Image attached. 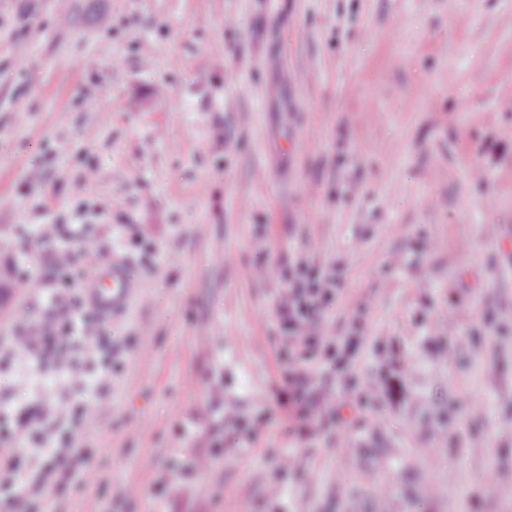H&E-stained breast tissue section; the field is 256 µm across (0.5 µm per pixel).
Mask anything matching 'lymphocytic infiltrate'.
Returning a JSON list of instances; mask_svg holds the SVG:
<instances>
[{
    "label": "lymphocytic infiltrate",
    "instance_id": "1",
    "mask_svg": "<svg viewBox=\"0 0 512 512\" xmlns=\"http://www.w3.org/2000/svg\"><path fill=\"white\" fill-rule=\"evenodd\" d=\"M289 286L278 303L283 340V355L288 358L284 384L277 392L280 406L289 412L297 435L314 436L325 425L340 420L337 404L327 376H344L347 385L355 380L349 366L365 342L362 325H354L350 334L334 338L324 334L323 321L336 302L338 282L334 271L315 266L306 257H297L288 274ZM69 311L59 325L39 336L37 354L43 355L52 368L67 371L66 384L79 393L71 406L43 403L37 412L38 440L36 457L24 459L14 447V435L0 431V501L5 512H38L36 491L22 488L18 475L29 468L54 478L58 491H67L80 480L75 464L87 452L76 441V433L87 421L96 418L98 404L86 398L87 375L111 369L108 358L99 355L91 328L97 327L96 316L85 306L81 294H72ZM321 366L320 373L309 370V363Z\"/></svg>",
    "mask_w": 512,
    "mask_h": 512
}]
</instances>
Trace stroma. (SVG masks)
Listing matches in <instances>:
<instances>
[{
    "instance_id": "obj_1",
    "label": "stroma",
    "mask_w": 512,
    "mask_h": 512,
    "mask_svg": "<svg viewBox=\"0 0 512 512\" xmlns=\"http://www.w3.org/2000/svg\"><path fill=\"white\" fill-rule=\"evenodd\" d=\"M49 224L142 288L40 512H512V0H0V336L60 276L18 238ZM299 255L341 282L326 333L365 327L359 386L404 362L312 443L275 401ZM76 400L0 369L24 453Z\"/></svg>"
}]
</instances>
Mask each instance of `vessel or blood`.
<instances>
[{
  "label": "vessel or blood",
  "mask_w": 512,
  "mask_h": 512,
  "mask_svg": "<svg viewBox=\"0 0 512 512\" xmlns=\"http://www.w3.org/2000/svg\"><path fill=\"white\" fill-rule=\"evenodd\" d=\"M141 287V280L120 252L98 258L82 282L86 303L101 319L124 315ZM60 307L57 288L43 280L29 287L24 296L22 316L27 327L46 330Z\"/></svg>",
  "instance_id": "b4317fda"
}]
</instances>
